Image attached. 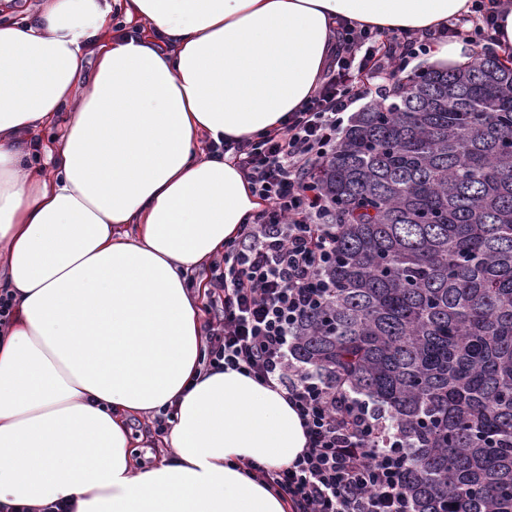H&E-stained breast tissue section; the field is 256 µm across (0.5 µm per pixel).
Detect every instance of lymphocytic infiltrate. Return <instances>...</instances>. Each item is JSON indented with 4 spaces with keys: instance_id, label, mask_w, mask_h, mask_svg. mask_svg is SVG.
Wrapping results in <instances>:
<instances>
[{
    "instance_id": "lymphocytic-infiltrate-1",
    "label": "lymphocytic infiltrate",
    "mask_w": 512,
    "mask_h": 512,
    "mask_svg": "<svg viewBox=\"0 0 512 512\" xmlns=\"http://www.w3.org/2000/svg\"><path fill=\"white\" fill-rule=\"evenodd\" d=\"M511 3L478 0L473 24L452 19L389 43L371 29L339 23L321 84L283 130L223 146L263 206L227 244L208 284L218 314L204 325L206 365L281 390L297 412L304 448L291 464L260 473L288 497L292 512H415L403 483L409 435L293 354L296 328L322 302L329 287L323 271L336 256L332 207L311 174L334 156L349 106L365 95L358 74L390 80L432 42L492 37L501 8Z\"/></svg>"
}]
</instances>
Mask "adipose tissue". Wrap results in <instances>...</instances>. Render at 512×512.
<instances>
[{
  "instance_id": "ef3b65f1",
  "label": "adipose tissue",
  "mask_w": 512,
  "mask_h": 512,
  "mask_svg": "<svg viewBox=\"0 0 512 512\" xmlns=\"http://www.w3.org/2000/svg\"><path fill=\"white\" fill-rule=\"evenodd\" d=\"M472 0H44L0 22V503L74 512H289L250 466L306 443L279 390L205 368L186 274L260 209L225 140L282 129L344 19L426 31ZM120 12L146 33L102 40ZM54 175L23 136L59 115ZM217 152L200 156V137ZM173 410L170 459L130 417ZM162 415L165 417L156 420L157 427L153 423L155 417L150 416L136 418L129 424L136 447H141L133 448V465L137 471L148 469L171 457V448H167L170 446L164 443V438L168 433L158 436L154 429L156 427V430L164 431L167 428V421L174 422V412ZM150 448H155L156 451Z\"/></svg>"
}]
</instances>
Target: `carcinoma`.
<instances>
[{
  "instance_id": "obj_1",
  "label": "carcinoma",
  "mask_w": 512,
  "mask_h": 512,
  "mask_svg": "<svg viewBox=\"0 0 512 512\" xmlns=\"http://www.w3.org/2000/svg\"><path fill=\"white\" fill-rule=\"evenodd\" d=\"M315 180L336 259L295 356L410 434L419 512H512V59L406 76Z\"/></svg>"
}]
</instances>
